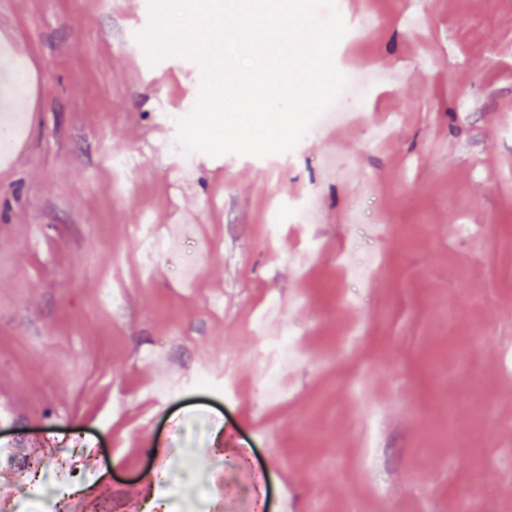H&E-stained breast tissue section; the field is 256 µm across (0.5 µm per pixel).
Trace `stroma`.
Returning a JSON list of instances; mask_svg holds the SVG:
<instances>
[{
    "mask_svg": "<svg viewBox=\"0 0 512 512\" xmlns=\"http://www.w3.org/2000/svg\"><path fill=\"white\" fill-rule=\"evenodd\" d=\"M135 11L0 0L27 76L0 168L11 512H75L53 491L63 466L112 512H253L248 476L221 467L237 448L268 476L267 512H512V0H361L367 26L334 53L357 77L347 119L286 155L205 164L154 135L199 84L138 52ZM142 222L165 241L149 257ZM282 329L300 357L271 399L262 352ZM157 456L164 480L140 492Z\"/></svg>",
    "mask_w": 512,
    "mask_h": 512,
    "instance_id": "stroma-1",
    "label": "stroma"
}]
</instances>
